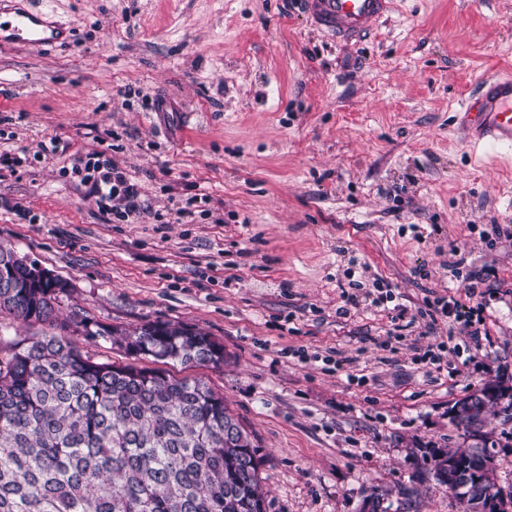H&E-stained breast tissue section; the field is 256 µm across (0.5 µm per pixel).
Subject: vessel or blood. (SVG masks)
<instances>
[{
  "mask_svg": "<svg viewBox=\"0 0 512 512\" xmlns=\"http://www.w3.org/2000/svg\"><path fill=\"white\" fill-rule=\"evenodd\" d=\"M311 23L336 42L358 41L388 17L393 0H305ZM74 40L72 29L33 13L23 0H0V47L53 46ZM467 143L512 147V76L481 78L458 112Z\"/></svg>",
  "mask_w": 512,
  "mask_h": 512,
  "instance_id": "obj_1",
  "label": "vessel or blood"
}]
</instances>
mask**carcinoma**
<instances>
[{"label":"carcinoma","instance_id":"carcinoma-1","mask_svg":"<svg viewBox=\"0 0 512 512\" xmlns=\"http://www.w3.org/2000/svg\"><path fill=\"white\" fill-rule=\"evenodd\" d=\"M23 266L0 276V314L57 332L0 335V512H267L261 448L199 378L176 379L134 363L97 360L76 338L109 343L133 360L185 367L224 365V345L176 321L112 328L72 309L47 288L31 320ZM496 399L473 403L475 444L441 451L433 478L462 512L468 493L512 496L497 485L488 416Z\"/></svg>","mask_w":512,"mask_h":512}]
</instances>
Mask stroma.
Here are the masks:
<instances>
[{"label":"stroma","instance_id":"stroma-1","mask_svg":"<svg viewBox=\"0 0 512 512\" xmlns=\"http://www.w3.org/2000/svg\"><path fill=\"white\" fill-rule=\"evenodd\" d=\"M32 2L75 40L0 47V152L29 157L0 170V245L71 282L63 311L223 343L222 368L170 373L254 433L268 512H461L432 473L464 442L450 406L512 376V237L492 230L512 149L470 147L454 115L512 75V0H393L357 44L291 0ZM103 145L141 190L134 223L70 182ZM450 299L478 339L449 334Z\"/></svg>","mask_w":512,"mask_h":512}]
</instances>
